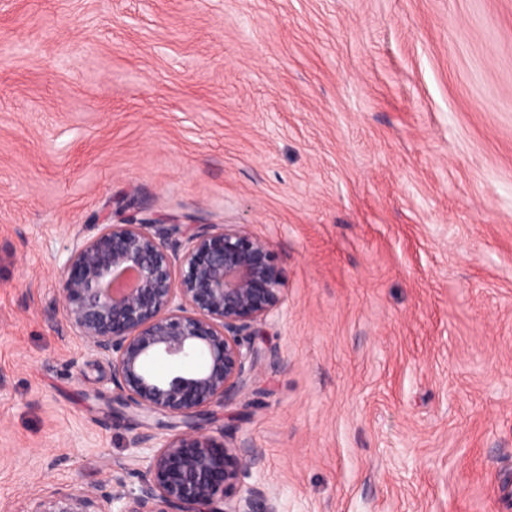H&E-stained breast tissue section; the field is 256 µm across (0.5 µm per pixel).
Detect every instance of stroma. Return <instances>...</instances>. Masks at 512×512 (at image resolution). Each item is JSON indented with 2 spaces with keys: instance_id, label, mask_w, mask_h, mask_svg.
I'll use <instances>...</instances> for the list:
<instances>
[{
  "instance_id": "obj_1",
  "label": "stroma",
  "mask_w": 512,
  "mask_h": 512,
  "mask_svg": "<svg viewBox=\"0 0 512 512\" xmlns=\"http://www.w3.org/2000/svg\"><path fill=\"white\" fill-rule=\"evenodd\" d=\"M241 224L285 300L216 442L283 512H512V0H0V512L137 487L58 314L106 211Z\"/></svg>"
}]
</instances>
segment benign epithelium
<instances>
[{
	"label": "benign epithelium",
	"mask_w": 512,
	"mask_h": 512,
	"mask_svg": "<svg viewBox=\"0 0 512 512\" xmlns=\"http://www.w3.org/2000/svg\"><path fill=\"white\" fill-rule=\"evenodd\" d=\"M76 238L58 278L60 311L112 365V410L155 423L129 442L144 448L137 488L99 495L45 486L18 512H281L276 494L239 488L259 448L223 444L204 427L253 386L258 337L283 304L286 276L268 241L237 224H181L149 214ZM197 358L184 369L181 363ZM171 366L157 373L153 365Z\"/></svg>",
	"instance_id": "1"
}]
</instances>
